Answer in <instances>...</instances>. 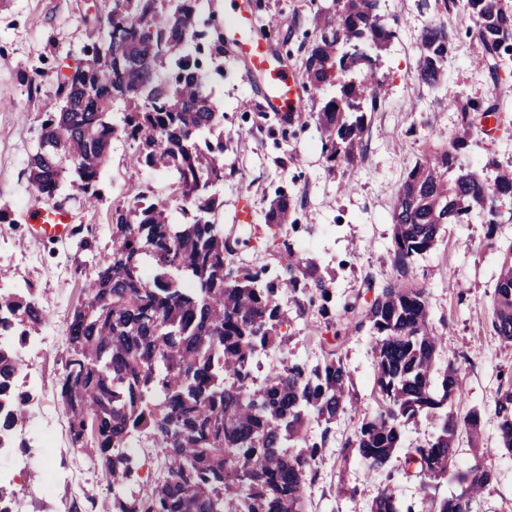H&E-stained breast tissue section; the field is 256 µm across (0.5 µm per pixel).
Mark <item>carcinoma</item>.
Segmentation results:
<instances>
[{"label": "carcinoma", "mask_w": 512, "mask_h": 512, "mask_svg": "<svg viewBox=\"0 0 512 512\" xmlns=\"http://www.w3.org/2000/svg\"><path fill=\"white\" fill-rule=\"evenodd\" d=\"M380 0H332L319 34L303 58V87L336 94L309 113L331 167L361 161L366 112L377 109L376 59L395 31L380 21ZM476 20L479 61H512V7L504 0H436ZM200 22L199 0H112L96 17L99 35L69 70L56 72L29 179L48 199L63 183L88 204L101 200L100 174L120 136L134 152L128 163L174 174V195L186 222H169L170 206L136 190L112 207V247L73 309L57 397L69 421L72 446L94 458L112 494L113 512H307L304 487L327 447L331 424L346 413L352 373L340 338L367 329L378 412L363 420L344 449L372 474L402 456L405 474L419 480L430 512H474L495 474L474 455L457 474V494L432 490L448 477L461 433L477 438L480 415H460L464 400L457 363L439 364L442 340L431 332L426 289L409 281L413 257L431 249L444 224L488 223L494 201L512 196V171L488 179L463 167L472 114L458 106L460 130L407 173L392 209L394 275L331 307L330 280L318 263L287 248L277 270L239 264L248 240L224 233L206 215L220 203L211 189L224 183V113L201 83L209 61L224 57V31ZM452 34L432 22L419 42V77L429 87L445 78ZM341 73L356 77L335 82ZM297 200L277 194L264 223H288ZM293 294L297 315L317 308L336 344L314 367L264 358L284 342L280 297ZM374 292L371 302L365 293ZM47 313L33 295L0 294V448H25L18 436L32 395L17 384L18 349ZM490 326L512 343V243L503 250ZM502 446L512 451V375H504L494 405ZM434 419L437 431L404 443L407 426ZM323 427L311 440V423ZM134 431H146L164 453L166 477L134 490L137 460L124 451ZM371 512H414L393 488L378 486Z\"/></svg>", "instance_id": "carcinoma-1"}]
</instances>
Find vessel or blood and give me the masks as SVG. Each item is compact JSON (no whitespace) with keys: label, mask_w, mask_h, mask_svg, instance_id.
<instances>
[{"label":"vessel or blood","mask_w":512,"mask_h":512,"mask_svg":"<svg viewBox=\"0 0 512 512\" xmlns=\"http://www.w3.org/2000/svg\"><path fill=\"white\" fill-rule=\"evenodd\" d=\"M254 15L245 0H235L224 21L228 45L244 57L261 77V95L268 109L277 114L298 113L303 109V88L287 66L278 62L261 41L253 38ZM33 216L40 236L61 238L71 231L73 217L65 210L36 209Z\"/></svg>","instance_id":"1"}]
</instances>
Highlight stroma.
<instances>
[{"mask_svg":"<svg viewBox=\"0 0 512 512\" xmlns=\"http://www.w3.org/2000/svg\"><path fill=\"white\" fill-rule=\"evenodd\" d=\"M255 17L254 37L265 38L273 54L299 71L304 42L312 34L324 0H249ZM109 0H0V293L31 291L49 313L30 331L20 351L22 386H34L30 418L22 430L38 429L52 441L51 452L36 460L40 475L22 481L20 512H112V497L98 478L76 483L88 459L71 447L67 417L57 399V379L65 360L67 323L84 299L111 241L112 204L126 200L137 186L153 197L173 199L172 174L127 165L133 146L114 139L100 176L102 199L83 205L41 196L29 180L44 119L43 105L55 92L60 65L76 64L90 44L96 15ZM380 17L396 36L382 51L376 77L382 85L379 108L367 115L366 151L355 167L329 169L314 122L281 127L259 92L260 77L248 70L235 52L225 53L223 75L213 68L202 74L224 110L226 162L232 170L218 190L221 202L215 220L238 223L242 203H249L253 221L245 233V253L253 264L276 265L278 248L301 243L309 258L333 275L336 301L351 299L362 289L364 276L383 281L393 275L391 213L407 172L432 147L447 143L459 123L458 102L503 101L494 133L474 125L461 161L467 168L493 176V164H512V66L491 78L474 59L476 27L462 12L438 11L435 0H381ZM287 20L295 30L288 44L272 36L266 23ZM445 20L455 37L448 55L446 80L428 88L418 80L419 38L432 21ZM247 147L235 151L237 139ZM298 199L296 225L269 231L263 216L277 192ZM70 210L82 231L77 236L47 239L32 235L30 212L38 207ZM496 234L487 239L484 221L447 224L433 248L411 262V282L426 288L430 323L445 340L444 356L461 367L465 409L481 416L479 448L467 435L455 444V472L464 470L474 451L484 452L495 473L478 512H512V451L501 448L494 399L502 372L512 370V344L495 336L488 322L502 259L501 247L512 242V198L495 204ZM89 250L77 248L79 239ZM288 316L287 339L271 363L297 359L308 366L322 362L324 351L314 328L317 313L298 317L291 299H283ZM372 338L362 331L350 335L342 354L353 375L351 406L332 426L328 446L318 461L316 478L304 497L307 512H370L383 475L368 473L355 458L341 454L344 443L363 419L378 410L371 358Z\"/></svg>","mask_w":512,"mask_h":512,"instance_id":"obj_1","label":"stroma"}]
</instances>
